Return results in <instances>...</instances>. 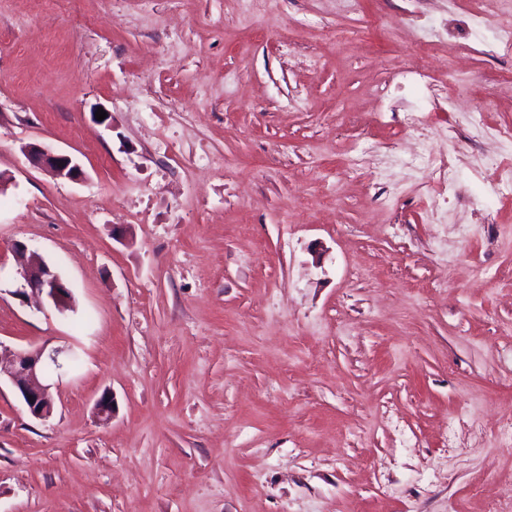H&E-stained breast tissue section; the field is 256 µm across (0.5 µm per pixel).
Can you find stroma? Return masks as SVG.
Returning a JSON list of instances; mask_svg holds the SVG:
<instances>
[{
	"mask_svg": "<svg viewBox=\"0 0 512 512\" xmlns=\"http://www.w3.org/2000/svg\"><path fill=\"white\" fill-rule=\"evenodd\" d=\"M495 32L461 0H0V345L78 356L49 420L0 383V512H512ZM17 243L69 310L16 297ZM23 151L33 167L49 173L56 179L78 182L85 178V172L78 162L51 146L30 143ZM484 165L486 168L494 171L499 177V189L502 192L511 193L512 191V167L511 165H504L503 161L499 159V152L485 150L484 151Z\"/></svg>",
	"mask_w": 512,
	"mask_h": 512,
	"instance_id": "stroma-1",
	"label": "stroma"
}]
</instances>
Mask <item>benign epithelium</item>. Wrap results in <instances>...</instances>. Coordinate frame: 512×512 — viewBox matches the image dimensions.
<instances>
[{
	"mask_svg": "<svg viewBox=\"0 0 512 512\" xmlns=\"http://www.w3.org/2000/svg\"><path fill=\"white\" fill-rule=\"evenodd\" d=\"M28 161L35 168L49 173L56 179L78 182L85 178L81 165L70 155L53 147L30 143L23 148ZM20 288L14 295L27 299L31 296H46L60 310L68 307L70 292L60 276L46 263L30 259L21 267ZM61 350L45 354V349L0 351V379L8 378L19 391L29 414L38 420L53 416L55 402L51 392L52 384L48 368L59 364Z\"/></svg>",
	"mask_w": 512,
	"mask_h": 512,
	"instance_id": "benign-epithelium-1",
	"label": "benign epithelium"
}]
</instances>
